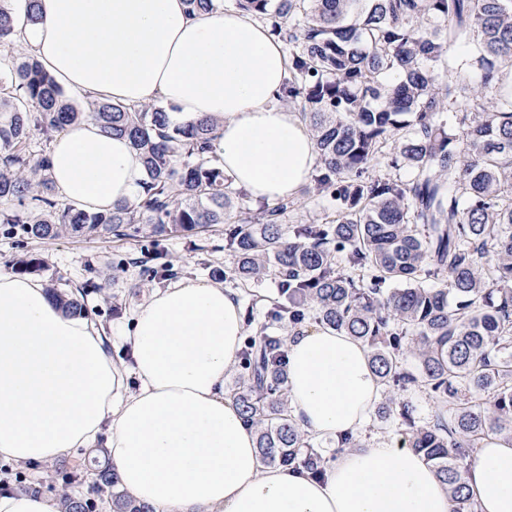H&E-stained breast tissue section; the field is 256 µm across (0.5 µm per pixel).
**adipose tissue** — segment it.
Returning a JSON list of instances; mask_svg holds the SVG:
<instances>
[{
  "label": "adipose tissue",
  "mask_w": 512,
  "mask_h": 512,
  "mask_svg": "<svg viewBox=\"0 0 512 512\" xmlns=\"http://www.w3.org/2000/svg\"><path fill=\"white\" fill-rule=\"evenodd\" d=\"M13 40L73 94L162 101L171 121L215 123L210 156L256 201L298 198L319 161L283 102L288 59L249 13L212 0H0ZM58 199L88 211L137 204L147 173L126 138L81 121L51 146ZM245 334L236 293L206 280L152 291L117 363L103 327L63 313L40 280L0 272V457L52 461L101 431L122 488L154 512H451L424 456L393 445L337 453L324 479L263 465L224 395ZM288 404L306 435L365 429L381 384L367 349L323 326L286 340ZM463 479L477 512H512V437L475 448Z\"/></svg>",
  "instance_id": "ef3b65f1"
}]
</instances>
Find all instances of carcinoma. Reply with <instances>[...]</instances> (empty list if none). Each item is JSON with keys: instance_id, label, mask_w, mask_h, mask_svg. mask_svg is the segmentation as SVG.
I'll return each instance as SVG.
<instances>
[{"instance_id": "obj_1", "label": "carcinoma", "mask_w": 512, "mask_h": 512, "mask_svg": "<svg viewBox=\"0 0 512 512\" xmlns=\"http://www.w3.org/2000/svg\"><path fill=\"white\" fill-rule=\"evenodd\" d=\"M271 27L288 51L286 102L316 142L319 163L303 195L324 196L334 216L284 226L293 200L248 206V193L213 166L206 120L172 125L166 108L107 100L86 110L31 55L13 56V19L0 7V224L31 239L118 241L224 228L231 274L278 279L272 315L317 321L362 342L380 384L423 388L436 399L427 426L390 398L378 414L409 427L408 447L448 485L452 512H476L462 480L469 450L512 436V93L498 62L512 59V0H226ZM481 75L479 88L460 79ZM92 121L127 137L144 158L140 203L89 212L60 202L50 147L66 125ZM409 168L404 183L370 170ZM346 254L344 265L336 254ZM442 278L444 287L424 286ZM49 286L70 314L86 289ZM413 356L417 372L403 368ZM233 403L266 464L320 477L326 469L292 419L285 340L259 330L240 350ZM112 512H151L97 471ZM59 512H94L69 492Z\"/></svg>"}]
</instances>
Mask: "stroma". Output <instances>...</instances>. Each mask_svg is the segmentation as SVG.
<instances>
[{
  "mask_svg": "<svg viewBox=\"0 0 512 512\" xmlns=\"http://www.w3.org/2000/svg\"><path fill=\"white\" fill-rule=\"evenodd\" d=\"M134 241L61 237L55 240L33 241L21 234H7L0 224V271H11L15 260L26 257L42 259L37 271L42 281L64 279L80 283L94 279L105 286L104 292H90L85 300L87 315L116 332L129 323L133 309L142 303L152 290L163 288L183 279L213 280L215 270L229 266L230 257L224 249V238L214 235L208 238L172 236L160 240L154 251L156 268L172 266L168 276L156 278L145 275L141 267L126 264L128 255L138 251ZM225 288L238 294L243 308L246 330L265 328L268 335L287 336V323L274 319L270 310L278 297V283L272 277H264L251 283H241L225 278ZM72 463L81 465L82 472L71 486H64L55 477V463L22 465L0 457V490L14 492L21 483L38 486L41 495L57 500L64 489L80 497H94L95 473L109 466L106 448L99 447L78 452Z\"/></svg>",
  "mask_w": 512,
  "mask_h": 512,
  "instance_id": "obj_1",
  "label": "stroma"
}]
</instances>
